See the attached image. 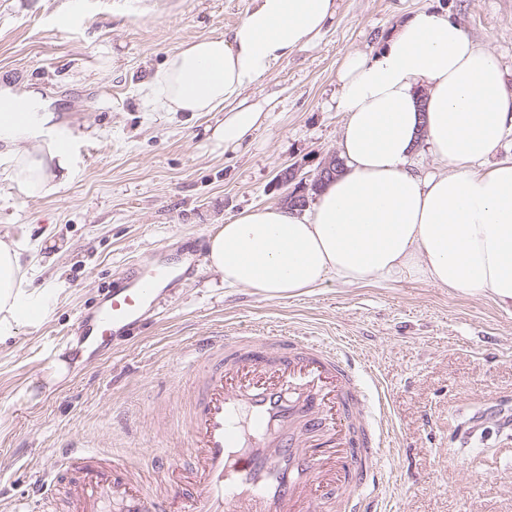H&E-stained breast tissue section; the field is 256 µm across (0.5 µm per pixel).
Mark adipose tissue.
I'll return each mask as SVG.
<instances>
[{
    "label": "adipose tissue",
    "mask_w": 512,
    "mask_h": 512,
    "mask_svg": "<svg viewBox=\"0 0 512 512\" xmlns=\"http://www.w3.org/2000/svg\"><path fill=\"white\" fill-rule=\"evenodd\" d=\"M337 0H251L229 33L172 52L139 92L150 112H220L218 149H237L267 118L244 93L317 40ZM29 110L0 120L10 178L26 197L52 195L79 167L57 146L53 113L29 93L0 91ZM342 114L344 170L306 208H248L216 225L205 262L225 287L271 298L326 283L419 281L512 305V159L494 160L512 130V92L497 59L444 11L411 14L371 53L346 57L332 100ZM426 144L439 166L416 167ZM24 240L0 238V340L24 318Z\"/></svg>",
    "instance_id": "1"
}]
</instances>
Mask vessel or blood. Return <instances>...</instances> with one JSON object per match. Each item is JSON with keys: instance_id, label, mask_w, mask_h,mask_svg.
Here are the masks:
<instances>
[{"instance_id": "obj_1", "label": "vessel or blood", "mask_w": 512, "mask_h": 512, "mask_svg": "<svg viewBox=\"0 0 512 512\" xmlns=\"http://www.w3.org/2000/svg\"><path fill=\"white\" fill-rule=\"evenodd\" d=\"M177 278L161 253L127 268L81 314L82 343L101 350L139 329L159 289ZM184 424L156 454L159 488L124 461L80 440L63 443L58 467L16 498L11 512H382L385 421L362 411L371 376L346 354L301 337L249 332L200 339L180 363Z\"/></svg>"}]
</instances>
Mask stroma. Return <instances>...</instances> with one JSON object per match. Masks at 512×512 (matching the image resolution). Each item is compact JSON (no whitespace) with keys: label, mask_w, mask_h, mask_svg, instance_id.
<instances>
[{"label":"stroma","mask_w":512,"mask_h":512,"mask_svg":"<svg viewBox=\"0 0 512 512\" xmlns=\"http://www.w3.org/2000/svg\"><path fill=\"white\" fill-rule=\"evenodd\" d=\"M251 0H89L80 23L56 17L69 0H0V84L39 90L65 127L79 171L30 199L10 179L0 144V228L28 238L25 287L51 303L0 343V512L55 464L77 437L112 451L145 482L154 452L175 446L185 347L235 326L258 336H310L345 347L372 372L394 429L382 462L388 512H512V306L408 281L333 283L270 299L227 288L198 265L160 290L157 311L98 358H73L78 318L122 271L167 247L205 250L208 234L247 208L280 204L277 176L314 177L338 151L342 116L331 106L346 54L373 51L412 10H446L503 64L512 86V0H339L332 27L246 92L271 110L247 145L216 151L220 112H148L138 88L166 56L227 33ZM69 374L44 375L57 360Z\"/></svg>","instance_id":"1"}]
</instances>
